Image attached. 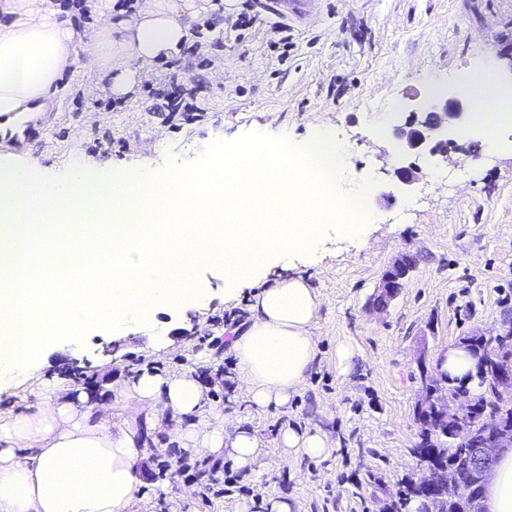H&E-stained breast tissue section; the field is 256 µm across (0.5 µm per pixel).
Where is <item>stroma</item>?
Returning <instances> with one entry per match:
<instances>
[{
	"label": "stroma",
	"instance_id": "obj_1",
	"mask_svg": "<svg viewBox=\"0 0 512 512\" xmlns=\"http://www.w3.org/2000/svg\"><path fill=\"white\" fill-rule=\"evenodd\" d=\"M143 2L51 5L87 40ZM313 7L317 21L302 25L248 0H194L188 40L133 91L107 92L99 62L65 70L53 111L30 119L17 143H0V159L58 176L78 160L161 170L258 128L299 139L325 125L344 147L337 196L373 216L362 236L330 235L318 252L290 260L319 307L316 363L287 407L250 406L224 333L247 322L255 294L283 276L278 265L230 301L223 267L205 265L199 295L183 305L50 342L30 368L0 376V410L24 414L50 378L102 401L110 383L142 368L183 371L207 388L212 407L247 421L264 440L259 473L244 483L230 460L186 456L172 440L175 419L148 422L154 451L140 466L143 480L187 494L151 500L140 512H236L241 501L279 495L295 512H387L416 468L421 372L436 373L439 355L461 337L512 322V126L501 131L507 148L465 159L408 155L393 135L411 113L451 96L469 101L464 73L489 70L512 81L500 58L512 46V0H315ZM410 164L421 173L408 187L394 170ZM403 254L415 262L404 288L374 308L382 274ZM343 341L354 353L346 366L336 357ZM83 365L92 384L68 377ZM287 425L326 433L331 455L281 457L277 438ZM215 464L227 491L210 479Z\"/></svg>",
	"mask_w": 512,
	"mask_h": 512
}]
</instances>
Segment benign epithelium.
Masks as SVG:
<instances>
[{"instance_id": "7a95c632", "label": "benign epithelium", "mask_w": 512, "mask_h": 512, "mask_svg": "<svg viewBox=\"0 0 512 512\" xmlns=\"http://www.w3.org/2000/svg\"><path fill=\"white\" fill-rule=\"evenodd\" d=\"M471 109L456 98L447 99L440 110H431L423 117L413 118L405 126L397 129L403 150L410 153H421L425 150L432 154L448 157V152L469 157L473 147L466 141L448 138V129L461 125L469 120ZM411 270V260L406 257L396 259L384 273L377 288L378 300L395 297L403 286V281ZM500 368L493 384V390L499 394L512 391V359L507 357L499 360ZM457 400H450L434 388L422 400L421 409L433 414L435 427L439 431H448L465 418V414L455 409ZM512 445V429L500 430L486 440H473L470 447L462 452V464L448 468V492L465 496L477 494V488L470 483L467 473L478 471L487 473L493 463V451Z\"/></svg>"}]
</instances>
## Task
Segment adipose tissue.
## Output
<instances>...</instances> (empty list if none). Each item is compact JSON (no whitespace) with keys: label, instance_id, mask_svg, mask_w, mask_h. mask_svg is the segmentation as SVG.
Segmentation results:
<instances>
[{"label":"adipose tissue","instance_id":"ef3b65f1","mask_svg":"<svg viewBox=\"0 0 512 512\" xmlns=\"http://www.w3.org/2000/svg\"><path fill=\"white\" fill-rule=\"evenodd\" d=\"M17 21L0 24V116L44 112L62 91L67 67L82 69L79 39L70 20L49 0H16ZM176 0H144L114 35L93 42L91 57L107 56L121 76L109 87L128 93L133 63L148 67L189 34ZM472 103L489 105L482 118L485 149L499 147L500 119L512 112V86L492 73L468 76ZM317 296L291 275L256 293L248 322L231 329L228 349L250 405L266 411L287 405L311 372ZM176 418L173 440L193 457L226 455L243 481H252L264 444L246 421L210 408L201 384L186 373L140 370L113 384L107 401L91 400L58 381L44 382L34 411L0 414V512H136L145 498L139 464L149 442L133 421L113 423V406ZM278 445L293 455L327 457L328 437L315 429L285 427ZM486 512H512V448L495 453L485 484Z\"/></svg>","mask_w":512,"mask_h":512}]
</instances>
